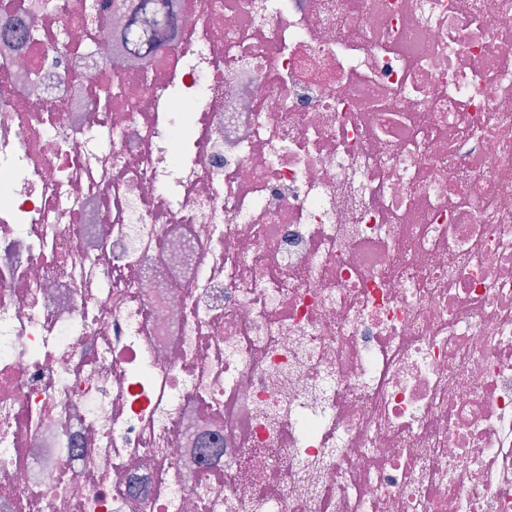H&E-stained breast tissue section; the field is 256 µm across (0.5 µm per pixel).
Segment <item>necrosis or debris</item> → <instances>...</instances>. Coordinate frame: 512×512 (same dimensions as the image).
I'll return each instance as SVG.
<instances>
[{
  "label": "necrosis or debris",
  "instance_id": "necrosis-or-debris-1",
  "mask_svg": "<svg viewBox=\"0 0 512 512\" xmlns=\"http://www.w3.org/2000/svg\"><path fill=\"white\" fill-rule=\"evenodd\" d=\"M0 0V512H512V0ZM164 0H140L130 23L129 44L139 53L152 49L166 36L168 20Z\"/></svg>",
  "mask_w": 512,
  "mask_h": 512
}]
</instances>
